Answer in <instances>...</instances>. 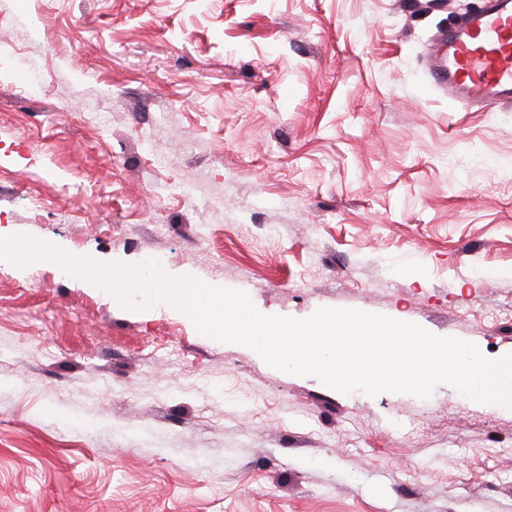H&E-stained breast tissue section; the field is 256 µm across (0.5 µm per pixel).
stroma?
Here are the masks:
<instances>
[{
  "label": "stroma",
  "instance_id": "stroma-1",
  "mask_svg": "<svg viewBox=\"0 0 512 512\" xmlns=\"http://www.w3.org/2000/svg\"><path fill=\"white\" fill-rule=\"evenodd\" d=\"M479 2L0 0V233L512 354V108L428 71ZM0 512H512V408L343 394L0 260Z\"/></svg>",
  "mask_w": 512,
  "mask_h": 512
}]
</instances>
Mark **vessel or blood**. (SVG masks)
I'll list each match as a JSON object with an SVG mask.
<instances>
[{"label":"vessel or blood","instance_id":"obj_1","mask_svg":"<svg viewBox=\"0 0 512 512\" xmlns=\"http://www.w3.org/2000/svg\"><path fill=\"white\" fill-rule=\"evenodd\" d=\"M430 74L453 102L511 108L512 0H481L449 26Z\"/></svg>","mask_w":512,"mask_h":512}]
</instances>
